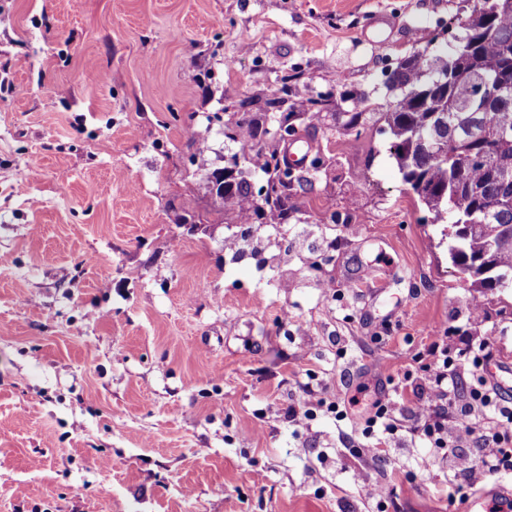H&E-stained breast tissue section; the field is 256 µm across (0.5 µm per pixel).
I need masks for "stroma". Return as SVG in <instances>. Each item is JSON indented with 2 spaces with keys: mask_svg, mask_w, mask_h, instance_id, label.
Returning <instances> with one entry per match:
<instances>
[{
  "mask_svg": "<svg viewBox=\"0 0 512 512\" xmlns=\"http://www.w3.org/2000/svg\"><path fill=\"white\" fill-rule=\"evenodd\" d=\"M461 0H0V512H464L504 486L454 465L422 407L439 328L456 404L512 399V293L474 290L378 128L336 130L298 219L233 260L190 142L217 97L293 64L386 104L382 71L445 46ZM21 94L9 93V86ZM308 86V87H311ZM308 87L299 86V95ZM351 223H344L345 214ZM395 435L365 433L376 400ZM304 420L288 419L289 408ZM383 485L384 496L367 495Z\"/></svg>",
  "mask_w": 512,
  "mask_h": 512,
  "instance_id": "stroma-1",
  "label": "stroma"
}]
</instances>
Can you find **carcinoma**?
I'll use <instances>...</instances> for the list:
<instances>
[{
  "label": "carcinoma",
  "mask_w": 512,
  "mask_h": 512,
  "mask_svg": "<svg viewBox=\"0 0 512 512\" xmlns=\"http://www.w3.org/2000/svg\"><path fill=\"white\" fill-rule=\"evenodd\" d=\"M457 38L434 52L416 49L384 73L395 94L378 109L370 96L350 90L312 89L299 66L278 76L257 99L230 101L207 116L228 143L234 167L206 170L212 211L223 224L244 222L235 244L256 225L286 224L299 212L294 198L307 179L281 176L284 119L301 137L326 138L342 127L358 143L371 125L389 136L388 152L435 223L448 224V255L474 277L481 292L500 289L512 275V0H464Z\"/></svg>",
  "instance_id": "carcinoma-1"
}]
</instances>
